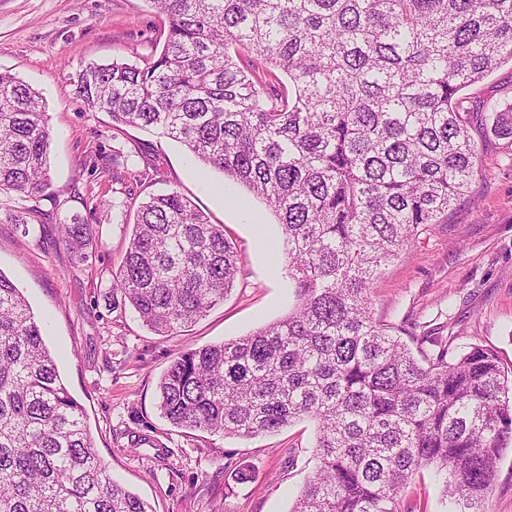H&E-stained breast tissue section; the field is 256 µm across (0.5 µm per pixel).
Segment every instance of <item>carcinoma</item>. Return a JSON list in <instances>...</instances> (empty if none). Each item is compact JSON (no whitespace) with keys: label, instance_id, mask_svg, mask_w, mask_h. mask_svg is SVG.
Listing matches in <instances>:
<instances>
[{"label":"carcinoma","instance_id":"carcinoma-1","mask_svg":"<svg viewBox=\"0 0 512 512\" xmlns=\"http://www.w3.org/2000/svg\"><path fill=\"white\" fill-rule=\"evenodd\" d=\"M168 17L143 65L75 79L116 130H153L244 184L279 218L298 306L176 356L158 382L175 427L251 437L317 421V465L290 512H401L423 467L449 512H487L512 441V376L491 349L377 322L370 294L424 224L478 176L459 93L512 62V0H149ZM286 77L288 87L282 86ZM512 137V108L491 107ZM42 95L0 72V194L48 197ZM32 209L1 224L29 231ZM86 224H62L82 250ZM224 225L178 192L141 203L112 299L157 334L188 331L238 271ZM0 512H152L94 452L39 323L0 272Z\"/></svg>","mask_w":512,"mask_h":512}]
</instances>
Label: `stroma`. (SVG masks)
<instances>
[{"label": "stroma", "instance_id": "stroma-1", "mask_svg": "<svg viewBox=\"0 0 512 512\" xmlns=\"http://www.w3.org/2000/svg\"><path fill=\"white\" fill-rule=\"evenodd\" d=\"M166 27L149 0H0V71L43 97L54 194L39 201L31 233L0 223V271L31 305L102 464L153 512H289L315 465L314 421L222 437L175 428L157 407L158 381L178 354L248 335L294 308L292 280L271 266L277 216L179 143L138 127L114 132L108 113L76 94L83 66L142 63L160 53ZM462 95L479 147L472 196L447 223L419 227L375 281L371 311L400 327L402 340L440 326L459 345L494 349L512 368V138L486 132L490 106L512 105V64ZM171 191L223 225L239 273L190 331L162 336L114 305L111 284L139 203ZM73 218L90 228L83 261L60 239V223ZM242 468L250 481H237ZM401 510L448 512L431 470L408 485Z\"/></svg>", "mask_w": 512, "mask_h": 512}]
</instances>
